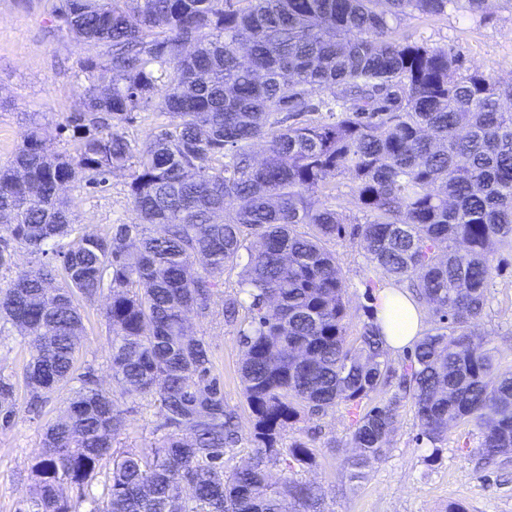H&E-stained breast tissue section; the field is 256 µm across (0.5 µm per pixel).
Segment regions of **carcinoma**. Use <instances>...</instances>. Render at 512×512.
I'll list each match as a JSON object with an SVG mask.
<instances>
[{"mask_svg":"<svg viewBox=\"0 0 512 512\" xmlns=\"http://www.w3.org/2000/svg\"><path fill=\"white\" fill-rule=\"evenodd\" d=\"M488 2L55 0L58 31L94 52L64 124L74 152H50L33 121L0 167V270L15 244L35 264L0 282V322L29 354L19 374L0 372V423L21 414L20 384L76 387L16 512H324L322 488L291 477L315 463V438L285 446L281 432L336 408L357 476L387 456L407 405L433 454L451 428L472 427L484 460L512 462V364L472 330L493 299L495 254L512 253V83L465 74L454 52L398 33L450 9L481 19ZM150 109L172 120L138 148L122 128ZM132 160L140 223L83 231L60 191L103 185ZM343 174L362 223L337 210ZM346 238L432 315L401 362L376 306L349 332L329 248ZM237 267L247 300L227 296L223 315L243 348L254 455L228 475L236 416L186 320ZM101 296L120 395L159 405L154 448L114 447L123 411L78 372L80 307Z\"/></svg>","mask_w":512,"mask_h":512,"instance_id":"obj_1","label":"carcinoma"}]
</instances>
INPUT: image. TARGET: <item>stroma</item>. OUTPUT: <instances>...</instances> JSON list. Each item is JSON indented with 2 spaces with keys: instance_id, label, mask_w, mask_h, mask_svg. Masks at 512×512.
<instances>
[{
  "instance_id": "1",
  "label": "stroma",
  "mask_w": 512,
  "mask_h": 512,
  "mask_svg": "<svg viewBox=\"0 0 512 512\" xmlns=\"http://www.w3.org/2000/svg\"><path fill=\"white\" fill-rule=\"evenodd\" d=\"M52 0H0V164H6L21 145L31 120H38L47 146L53 152H73L75 139L63 124L79 108L82 81L78 61L86 46L62 35L52 17ZM400 36L452 49L465 67L480 69L512 81V0H491L483 21L461 13L423 19L410 17ZM130 170L115 171L105 186L70 190L80 222L87 232L102 234L115 224L137 223L128 192ZM334 249L354 319H362L367 284L363 248L346 240ZM495 293L477 332L487 334L506 363H512V256L497 255ZM238 290V273L224 275L207 317H191V332L204 337L210 347L213 371L224 382V404L235 412L241 440L227 457L228 467L245 465L254 451L250 441L252 418L239 377L242 348L234 327L225 325L224 298ZM85 333L82 370L96 383L112 387L108 349L97 307L84 310ZM71 395L62 387L42 398L19 389L23 408L14 425L0 428V512H15L28 493L29 468L41 451L47 422L62 415ZM126 427L120 446L141 448L160 439L163 419L149 400L120 401ZM349 420L336 411L315 419L301 416L286 431L287 439L317 434L316 463L297 477L322 487L326 512H446L449 504H462L467 512H512V468L501 471L484 466L476 447L458 445V430H450L439 453L417 445V421L404 409L391 436L384 461L356 478L347 464L354 451L347 444Z\"/></svg>"
}]
</instances>
